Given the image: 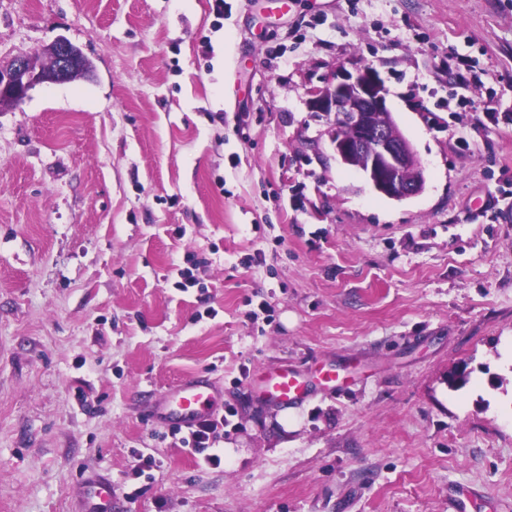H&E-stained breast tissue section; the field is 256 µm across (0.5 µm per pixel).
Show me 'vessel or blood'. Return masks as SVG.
<instances>
[{
    "mask_svg": "<svg viewBox=\"0 0 512 512\" xmlns=\"http://www.w3.org/2000/svg\"><path fill=\"white\" fill-rule=\"evenodd\" d=\"M344 382V375L333 367L320 369L314 381L294 370L280 368L253 377L250 386L261 400L289 409L307 401L314 385L333 390ZM217 397V390L208 380L189 378L162 394L156 412L180 426L189 427L212 415ZM84 489L93 512H112L110 481L90 478L86 480Z\"/></svg>",
    "mask_w": 512,
    "mask_h": 512,
    "instance_id": "obj_1",
    "label": "vessel or blood"
}]
</instances>
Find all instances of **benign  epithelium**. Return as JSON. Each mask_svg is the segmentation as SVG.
Instances as JSON below:
<instances>
[{
	"label": "benign epithelium",
	"instance_id": "7a95c632",
	"mask_svg": "<svg viewBox=\"0 0 512 512\" xmlns=\"http://www.w3.org/2000/svg\"><path fill=\"white\" fill-rule=\"evenodd\" d=\"M42 53L50 60L46 67L25 55L0 69V106H17L33 87L65 82L74 72L86 69L81 51L65 38L54 40ZM386 94L376 69L363 67L354 73L342 69L324 85L308 89L307 107L311 112L334 113V129L343 130L331 135L336 158L361 170L378 194L400 201L420 194L426 176L386 106Z\"/></svg>",
	"mask_w": 512,
	"mask_h": 512
}]
</instances>
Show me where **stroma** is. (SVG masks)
I'll list each match as a JSON object with an SVG mask.
<instances>
[{
	"instance_id": "obj_1",
	"label": "stroma",
	"mask_w": 512,
	"mask_h": 512,
	"mask_svg": "<svg viewBox=\"0 0 512 512\" xmlns=\"http://www.w3.org/2000/svg\"><path fill=\"white\" fill-rule=\"evenodd\" d=\"M59 37L92 74L0 109V512H512V0H0V65ZM367 64L405 201L307 109ZM284 364L349 384L283 411ZM198 374L217 468L151 415ZM313 385L309 379L288 367L267 371L250 381L258 398L283 409L307 401L312 396ZM85 494L91 503L87 512H112V483L101 478H89L85 481Z\"/></svg>"
}]
</instances>
